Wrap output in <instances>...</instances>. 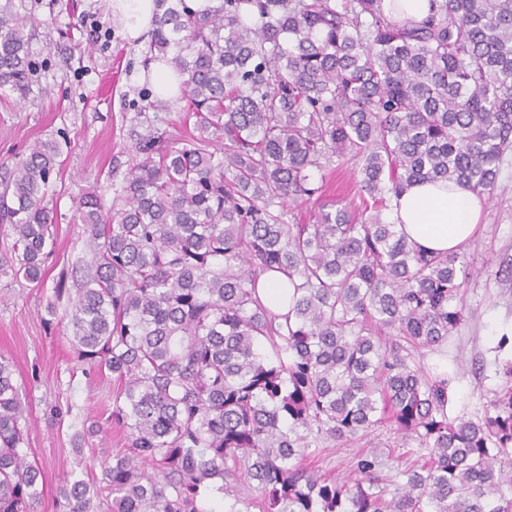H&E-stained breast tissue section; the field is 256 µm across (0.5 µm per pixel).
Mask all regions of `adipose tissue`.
<instances>
[{"instance_id": "obj_1", "label": "adipose tissue", "mask_w": 512, "mask_h": 512, "mask_svg": "<svg viewBox=\"0 0 512 512\" xmlns=\"http://www.w3.org/2000/svg\"><path fill=\"white\" fill-rule=\"evenodd\" d=\"M108 9L131 43L152 30L158 12L156 0H108ZM484 200L458 185L418 182L393 201L387 216L409 242L434 253L458 252L475 236Z\"/></svg>"}]
</instances>
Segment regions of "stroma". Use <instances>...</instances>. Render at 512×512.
I'll return each instance as SVG.
<instances>
[{"instance_id":"obj_1","label":"stroma","mask_w":512,"mask_h":512,"mask_svg":"<svg viewBox=\"0 0 512 512\" xmlns=\"http://www.w3.org/2000/svg\"><path fill=\"white\" fill-rule=\"evenodd\" d=\"M35 17L30 51L36 72L25 92L0 91V165L13 166L37 141L61 145L50 192L54 223L42 284L12 270L13 239L0 225V357L13 366L30 420V463L44 474L37 512H63L59 487L67 479L95 481L101 491L92 512H112L104 469L123 449L124 438L107 424L115 383L110 372L89 370L70 342L66 315L92 261L88 236L74 218L73 203L96 193L111 201L133 156L130 130L153 123L187 136L185 98L166 111L143 107L149 80L143 48L129 44L113 22L106 0H0V11ZM359 205L353 169L333 175L322 201L303 205L313 223L321 202ZM471 274L460 290L464 319L442 351L420 362L430 376L448 380V414L482 418L506 379L501 364L512 360V153H507L486 202L477 237L466 248ZM55 306L48 316L47 306ZM103 431L88 434L92 423ZM376 454L381 490L392 494L405 470L420 465L423 448H404L394 431L378 428L341 446L311 449L320 470L343 477L358 456Z\"/></svg>"}]
</instances>
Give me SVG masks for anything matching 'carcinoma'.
Returning a JSON list of instances; mask_svg holds the SVG:
<instances>
[{"mask_svg":"<svg viewBox=\"0 0 512 512\" xmlns=\"http://www.w3.org/2000/svg\"><path fill=\"white\" fill-rule=\"evenodd\" d=\"M384 0H219L205 13L158 0L146 58L187 77L197 135L148 124L110 205L75 203L94 263L71 312L72 346L107 370L112 425L127 448L105 472L112 512H204L232 496L251 512H512L509 386L477 421L449 418L448 379L415 354L438 352L463 321L461 252L408 242L384 217L415 182L482 194L512 150V0H430L399 21ZM26 15L0 17V89L36 72ZM60 145L34 143L0 184L14 272L40 283ZM353 164L364 208H296L322 193L315 173ZM280 271L285 314L257 296ZM390 424L429 460L391 499L378 458L345 477L306 463ZM30 422L0 358V512H36L42 471L27 462ZM98 490L59 488L66 512Z\"/></svg>","mask_w":512,"mask_h":512,"instance_id":"obj_1","label":"carcinoma"}]
</instances>
